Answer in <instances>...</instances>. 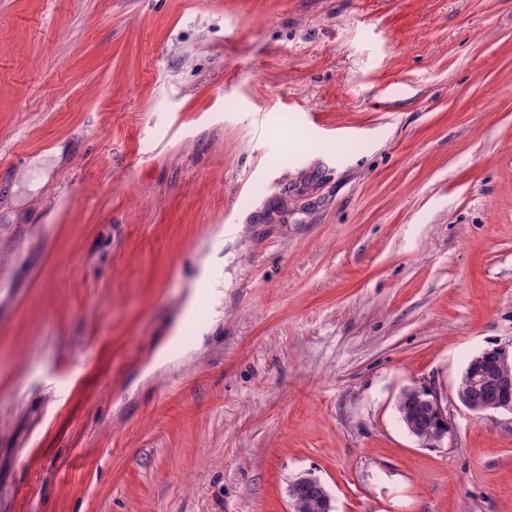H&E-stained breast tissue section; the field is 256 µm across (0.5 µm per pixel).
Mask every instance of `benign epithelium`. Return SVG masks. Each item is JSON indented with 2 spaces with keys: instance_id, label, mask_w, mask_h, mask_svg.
I'll use <instances>...</instances> for the list:
<instances>
[{
  "instance_id": "obj_1",
  "label": "benign epithelium",
  "mask_w": 512,
  "mask_h": 512,
  "mask_svg": "<svg viewBox=\"0 0 512 512\" xmlns=\"http://www.w3.org/2000/svg\"><path fill=\"white\" fill-rule=\"evenodd\" d=\"M489 360L488 351L471 359L458 387V398L473 411L512 413V372L487 374L482 366ZM398 409L410 414L409 428L418 439L438 443L447 435V411L435 391L406 390L399 400ZM297 484L302 491L292 499V512H308L314 502V490L320 488V482L302 477Z\"/></svg>"
}]
</instances>
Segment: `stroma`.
Wrapping results in <instances>:
<instances>
[{
	"instance_id": "obj_1",
	"label": "stroma",
	"mask_w": 512,
	"mask_h": 512,
	"mask_svg": "<svg viewBox=\"0 0 512 512\" xmlns=\"http://www.w3.org/2000/svg\"><path fill=\"white\" fill-rule=\"evenodd\" d=\"M493 348L512 0H0V512H512ZM216 254L217 253H214L213 256L207 258L202 263L195 282L193 296L185 307L184 314L191 312L196 301L200 298L208 303L212 312L214 311V306L219 303L220 292L216 290L219 283L216 281L213 274L214 268L217 266ZM490 351L473 357L457 390L461 403L477 412L512 413V372L487 374L481 367L490 360ZM480 391L488 396L480 397ZM398 409L410 412L409 428L419 440L439 443L448 433V416L433 390L409 389L403 392ZM429 420V426L425 422ZM428 432L429 438H426ZM302 487V491L296 498H292V491L295 488V483L290 485L288 493L292 499V511L293 512H307L308 509L314 502V490L320 488V482L317 479L311 477H302L296 481Z\"/></svg>"
}]
</instances>
